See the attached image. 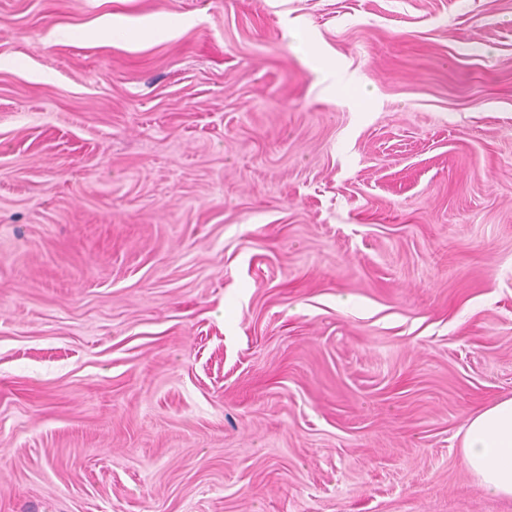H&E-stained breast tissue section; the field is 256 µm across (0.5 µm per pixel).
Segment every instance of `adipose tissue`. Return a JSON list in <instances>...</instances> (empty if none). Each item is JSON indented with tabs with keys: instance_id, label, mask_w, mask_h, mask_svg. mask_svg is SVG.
Segmentation results:
<instances>
[{
	"instance_id": "1",
	"label": "adipose tissue",
	"mask_w": 512,
	"mask_h": 512,
	"mask_svg": "<svg viewBox=\"0 0 512 512\" xmlns=\"http://www.w3.org/2000/svg\"><path fill=\"white\" fill-rule=\"evenodd\" d=\"M460 452L476 484L512 500V397L497 400L469 417Z\"/></svg>"
}]
</instances>
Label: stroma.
Here are the masks:
<instances>
[{"label": "stroma", "mask_w": 512, "mask_h": 512, "mask_svg": "<svg viewBox=\"0 0 512 512\" xmlns=\"http://www.w3.org/2000/svg\"><path fill=\"white\" fill-rule=\"evenodd\" d=\"M1 56L0 512H512V0H0ZM460 452L476 484L512 500V397L499 399L468 418Z\"/></svg>", "instance_id": "35a3bbf8"}]
</instances>
